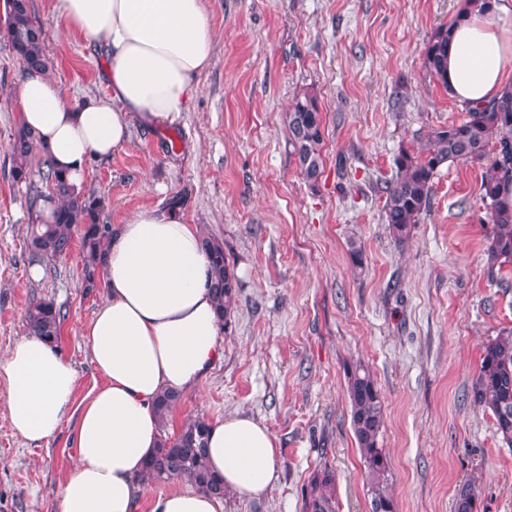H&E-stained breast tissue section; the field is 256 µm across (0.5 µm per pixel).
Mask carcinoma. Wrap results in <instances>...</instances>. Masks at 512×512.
Returning a JSON list of instances; mask_svg holds the SVG:
<instances>
[{"instance_id": "cac0c4a2", "label": "carcinoma", "mask_w": 512, "mask_h": 512, "mask_svg": "<svg viewBox=\"0 0 512 512\" xmlns=\"http://www.w3.org/2000/svg\"><path fill=\"white\" fill-rule=\"evenodd\" d=\"M7 35L16 58L24 68H48L43 53L46 32L31 18L28 0H7ZM451 24L434 29L422 50L426 72L442 87H447L448 32ZM294 160L300 174L314 186L323 168L324 127L317 93L310 89L297 94L286 112ZM498 150L490 152V143ZM36 147L35 137L18 126L11 145L12 178L25 181L27 161ZM486 163L482 182L483 199L489 209L492 237L487 247L489 264L512 266V209L505 208L502 193L512 186V92L485 105H472L466 119L457 125L432 131L426 148L415 152L400 149L395 158L396 172L385 181L383 210L392 236L400 243L409 239L412 229L430 204L433 179L446 163ZM45 179L58 200L49 224L31 226L27 239L29 255L39 260H57L70 254L74 236H79L82 254L83 288L99 287L105 243L112 225L99 217V201L82 191H75L64 175L47 168ZM211 267L209 288L220 321L227 320L236 301L237 280L224 254V244L203 238ZM64 318L61 309L40 300L29 305L27 327L44 336L58 337ZM473 399L488 407L497 433L512 446V331L489 341L483 352L479 373L472 386ZM351 426L369 479L371 512H398L389 485V465L378 441L385 421L384 404L374 379L362 364L351 367L347 376ZM180 400V395L166 392L157 400L162 427ZM209 422L197 417L185 421L174 436H164L150 459L145 476L151 481L185 477L200 490L224 494V483L207 466ZM463 495L455 502V512H477L475 487L461 485ZM336 479L328 468L311 477L306 488L304 512H336Z\"/></svg>"}]
</instances>
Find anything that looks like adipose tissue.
Wrapping results in <instances>:
<instances>
[{"label":"adipose tissue","mask_w":512,"mask_h":512,"mask_svg":"<svg viewBox=\"0 0 512 512\" xmlns=\"http://www.w3.org/2000/svg\"><path fill=\"white\" fill-rule=\"evenodd\" d=\"M459 9L447 94L487 103L512 91V0H461ZM54 10L65 31L104 47L108 90L75 104L47 71L24 70L20 120L79 191L91 162L129 144L133 127L182 125L194 80L211 63L213 31L202 0H54ZM209 274L197 226L167 210L138 211L112 228L107 299L83 331L101 385L76 400V365L35 333L0 357L16 435L41 442L77 419L76 464L55 491L60 512H224L223 499L187 479L155 492L144 478L162 436L157 397L193 388L224 354ZM208 464L225 488L260 495L277 477L276 439L250 417L225 416L209 428Z\"/></svg>","instance_id":"1"}]
</instances>
